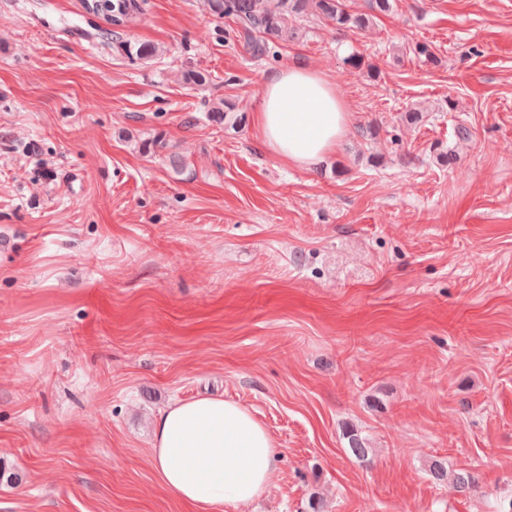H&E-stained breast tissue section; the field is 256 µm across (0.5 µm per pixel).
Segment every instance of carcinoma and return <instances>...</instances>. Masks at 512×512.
I'll return each mask as SVG.
<instances>
[{
    "instance_id": "obj_1",
    "label": "carcinoma",
    "mask_w": 512,
    "mask_h": 512,
    "mask_svg": "<svg viewBox=\"0 0 512 512\" xmlns=\"http://www.w3.org/2000/svg\"><path fill=\"white\" fill-rule=\"evenodd\" d=\"M278 9L268 6V0H207L211 11L233 17L246 32H257L263 38L252 41L254 56L267 52V40L281 39L288 29V15H300L310 9L322 20L330 21L336 28L362 30L369 22L365 14H355L347 9L345 0H278ZM85 12L104 20L110 28L102 30L106 36H116L118 31L132 23L140 14V0H82Z\"/></svg>"
}]
</instances>
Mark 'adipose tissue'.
<instances>
[{"label":"adipose tissue","instance_id":"1","mask_svg":"<svg viewBox=\"0 0 512 512\" xmlns=\"http://www.w3.org/2000/svg\"><path fill=\"white\" fill-rule=\"evenodd\" d=\"M350 116L335 84L319 70L288 65L268 79L254 126L277 158L309 170L336 153ZM277 452L245 406L219 397L178 401L154 422L151 463L167 492L190 512L246 505L277 479Z\"/></svg>","mask_w":512,"mask_h":512}]
</instances>
